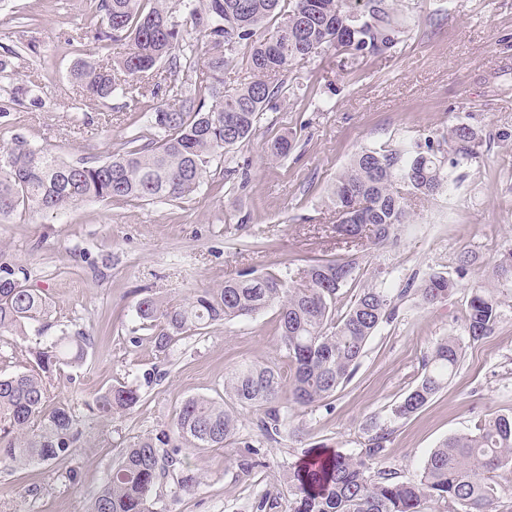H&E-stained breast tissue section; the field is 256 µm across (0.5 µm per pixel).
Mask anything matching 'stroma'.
<instances>
[{"label":"stroma","mask_w":512,"mask_h":512,"mask_svg":"<svg viewBox=\"0 0 512 512\" xmlns=\"http://www.w3.org/2000/svg\"><path fill=\"white\" fill-rule=\"evenodd\" d=\"M404 33L383 53L342 50L297 62L277 111L255 134L213 161L198 191L164 203L88 201L62 213L0 220V256L24 267L31 287L51 299L46 339L82 332L85 362L50 380L51 403L69 404L82 437L72 453L42 466L0 465V512H86L123 446L172 426L191 397L220 399L236 366L291 370L280 346L276 308L236 318L203 334L154 347L134 304L146 291L183 299L244 271L277 273L312 259L361 258V285L397 296V312L368 340L354 377L324 401L288 408L276 440L260 436L257 414L237 408L244 447L182 450L199 475L195 491L167 483L169 512H254L259 498L288 512V470L305 455L367 448L387 428L383 469L416 477L440 442L479 420L512 414V291L499 297L494 331L466 343L460 364L424 408L392 410L419 381L431 349L464 337L472 285L512 249V0H394ZM93 0H0V140L20 135L63 158L104 159L134 122L166 107L165 96L131 101L80 93L71 70L81 59L121 56L126 42L96 39ZM466 122L490 135L477 163L458 168L456 192L411 207L410 221L378 245L336 233L328 195L361 148L419 140ZM288 136L275 159L268 145ZM474 263H461L463 254ZM457 282L447 301L421 304L413 289L428 272ZM137 387L133 408L106 421L93 413L110 387Z\"/></svg>","instance_id":"1"}]
</instances>
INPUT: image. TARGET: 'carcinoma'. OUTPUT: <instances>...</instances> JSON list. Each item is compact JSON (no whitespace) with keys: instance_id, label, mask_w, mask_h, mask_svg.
Masks as SVG:
<instances>
[{"instance_id":"carcinoma-1","label":"carcinoma","mask_w":512,"mask_h":512,"mask_svg":"<svg viewBox=\"0 0 512 512\" xmlns=\"http://www.w3.org/2000/svg\"><path fill=\"white\" fill-rule=\"evenodd\" d=\"M183 13L201 34L205 60L192 67L194 94L170 84L168 74L197 52L185 42L182 23L166 0H99L96 38L128 42L112 64L85 61L73 71L89 98L106 100L124 88L135 100L142 83L156 94L167 86L174 104L159 108L122 147L104 160H65L22 136L0 147V218L36 211L54 213L90 200L136 199L157 203L192 195L217 156L250 140L266 112H274L287 91L296 62L331 49L353 54L391 49L400 21L388 0H182ZM246 50L248 77L224 86L226 53ZM480 130L459 122L447 132L409 145L365 147L337 177L329 199L338 214L336 233L347 240L363 224L380 244L409 221L411 202L450 190L451 170L480 157ZM361 266L354 254L313 261L294 274H243L188 299L146 294L136 315L155 347L164 351L180 336L227 320L278 308L281 348L293 374L288 401L281 399L282 375L275 365H242L224 378V395L258 416L261 436L274 440L288 426V404L309 406L348 382L369 338L395 316L387 289L360 288L345 312L336 314L343 289L355 286ZM497 287L512 284V249L491 271ZM495 287V288H497ZM454 280L431 272L415 295L429 305L448 300ZM495 288L471 289L465 332L472 342L489 336L497 321ZM50 299L28 285L26 269L0 263V335H29L30 325L50 316ZM36 330L28 371L0 376V463L13 468L45 464L78 448L81 433L66 403L49 404V380L63 366L75 367L88 353L90 338L42 340ZM462 340L440 339L423 375L399 405L398 417L422 409L443 389L459 365ZM140 401L138 389L113 386L95 398L98 414L110 419ZM238 418L224 402L204 397L185 400L176 410L172 432L138 438L121 449L112 473L87 512H168L160 486L175 475L191 491L200 478L183 467L181 441L194 450L238 443ZM389 433L369 439L356 455L316 453L293 467L288 484L289 512H421L427 500L447 504L448 512H495L502 486L500 471H512V415L476 423L473 431L443 441L413 481H400L379 468Z\"/></svg>"}]
</instances>
